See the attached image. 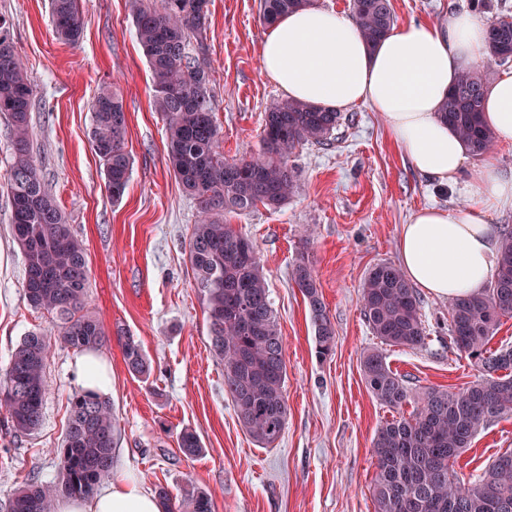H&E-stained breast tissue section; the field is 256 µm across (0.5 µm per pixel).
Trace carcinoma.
I'll list each match as a JSON object with an SVG mask.
<instances>
[{
    "label": "carcinoma",
    "mask_w": 512,
    "mask_h": 512,
    "mask_svg": "<svg viewBox=\"0 0 512 512\" xmlns=\"http://www.w3.org/2000/svg\"><path fill=\"white\" fill-rule=\"evenodd\" d=\"M314 4L315 0H261L262 19L269 25ZM208 5L209 0H131L130 8L151 73L154 106L166 121L169 164L183 190L200 205L190 235L189 262L207 315L210 352L224 367V391L241 427L255 442L268 446L283 436L288 419L284 338L259 252L234 225L224 223V210L244 214L260 204L278 208L286 203L297 189V173L290 164L294 151L304 144H329L341 113L276 99L265 110L258 152L224 158L205 58ZM50 9L56 37L66 43L78 41L83 29L79 0H50ZM350 14L371 44L395 23L391 0H350ZM11 28L9 18L0 14V37L9 39L0 40V114L11 125L13 141L5 176L11 233L25 259L26 297L54 319V331H32L23 337L0 378V413L14 433L29 434L43 421L45 367L53 345L96 350L109 337L88 311L85 247L31 153L34 89L10 41ZM511 61L512 15L505 7L489 21L486 61L460 74L442 106V118L474 156L484 155L493 140L482 117L485 68ZM90 110L92 146L103 164L106 188L118 201L132 169L123 100L115 91L103 89ZM291 280L309 306L316 357L325 359L335 348L336 331L307 255L296 259ZM360 296L364 320L381 343L410 349L425 344L422 300L400 268L391 263L373 267ZM504 317H512L511 229L502 234L498 263L486 288L448 301L450 347L474 362L475 381L453 390L416 389L390 369L381 351L363 355L368 390L396 412L373 439L375 512H512V450L498 455L472 480H463L454 469L479 431L512 416V346L488 347ZM117 340L129 373L149 378L152 364L141 341L122 330L117 331ZM409 403L414 407L406 415L403 406ZM177 444L186 456L202 451L199 436L189 428L180 432ZM117 445L111 403L92 393L75 394L56 452L54 480L33 477L15 488L6 512H54L55 501L63 496H92L112 474ZM154 494L161 512H212L211 495L194 487L179 499L162 484L155 486Z\"/></svg>",
    "instance_id": "carcinoma-1"
}]
</instances>
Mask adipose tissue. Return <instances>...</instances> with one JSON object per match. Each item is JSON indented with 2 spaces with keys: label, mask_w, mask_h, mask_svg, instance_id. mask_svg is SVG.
<instances>
[{
  "label": "adipose tissue",
  "mask_w": 512,
  "mask_h": 512,
  "mask_svg": "<svg viewBox=\"0 0 512 512\" xmlns=\"http://www.w3.org/2000/svg\"><path fill=\"white\" fill-rule=\"evenodd\" d=\"M486 32L484 20L461 11L444 25L393 27L372 48L352 19L313 7L281 17L260 49L263 71L288 98L335 110L369 106L418 172L442 184L465 182L462 208H425L402 227V272L439 299L487 286L498 258L490 218L512 207V173L502 172L490 153L467 171L468 150L440 116L459 73L484 57ZM483 119L498 144L512 146V69L487 85ZM70 370L82 389L107 395L112 379L100 352L75 354ZM57 512H160V506L138 481L118 473L90 498L60 501Z\"/></svg>",
  "instance_id": "1"
}]
</instances>
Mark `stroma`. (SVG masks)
<instances>
[{
  "label": "stroma",
  "instance_id": "stroma-1",
  "mask_svg": "<svg viewBox=\"0 0 512 512\" xmlns=\"http://www.w3.org/2000/svg\"><path fill=\"white\" fill-rule=\"evenodd\" d=\"M397 25L447 23L470 0H391ZM78 43L58 40L49 0H0L13 22L15 47L35 86L31 150L75 235L90 270L89 309L109 341V399L120 441L114 471L153 489L181 494L190 484L209 491L213 512H374L372 440L393 412L368 392L364 351L381 347L360 307L361 285L379 263H398L403 224L426 206L460 207L466 197L423 176L390 138L380 113L343 110L330 144L304 145L292 156L295 194L278 209L225 214L253 241L264 263L269 298L285 342L288 421L280 441L260 447L241 428L224 391V371L209 348L203 305L188 261L198 202L169 166L166 124L153 107L154 89L128 0H80ZM268 30L260 0H210L206 59L215 117L226 158L258 149L264 110L282 95L260 66ZM116 89L127 116L133 165L121 200L105 188L90 140V102ZM11 203L0 186V374L22 338L52 330L51 316L26 299L25 263L11 235ZM308 250L336 347L315 356L308 306L290 280ZM429 332L416 349L383 347L390 368L414 387L454 389L474 381L471 361L448 345V303L422 294ZM137 336L152 362L149 380L132 376L116 339ZM73 349L55 345L46 367L48 391L40 428L17 434L0 421V501L27 479H52L72 396L79 387L68 364ZM203 451L185 457L182 429ZM512 449V419L481 430L456 461L460 476L480 474Z\"/></svg>",
  "mask_w": 512,
  "mask_h": 512
}]
</instances>
